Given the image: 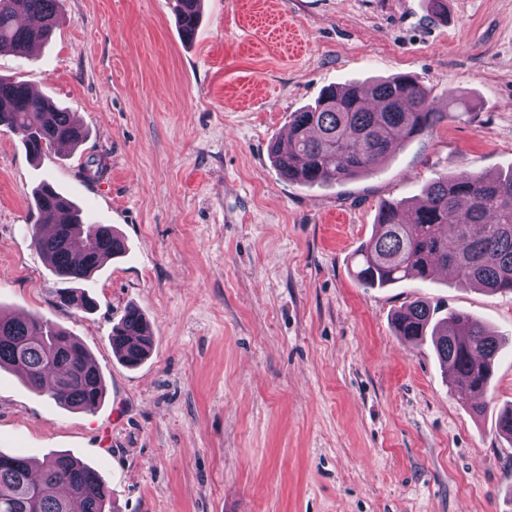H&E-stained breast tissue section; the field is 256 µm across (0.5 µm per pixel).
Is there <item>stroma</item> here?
<instances>
[{
  "mask_svg": "<svg viewBox=\"0 0 512 512\" xmlns=\"http://www.w3.org/2000/svg\"><path fill=\"white\" fill-rule=\"evenodd\" d=\"M175 0H61L62 21L0 76L51 97L87 130L27 155L0 127V308L81 341L103 374L71 410L0 371V451L71 454L121 512H512V351L483 402L451 391L432 344L396 336L423 297L512 334V296L457 284L363 287L354 251L381 202L442 171L512 170V0H203L193 41ZM406 74L448 112L376 172L322 186L284 179L269 149L330 86ZM44 180L126 250L61 306L31 245ZM130 306L153 347L126 367L109 343Z\"/></svg>",
  "mask_w": 512,
  "mask_h": 512,
  "instance_id": "35a3bbf8",
  "label": "stroma"
}]
</instances>
